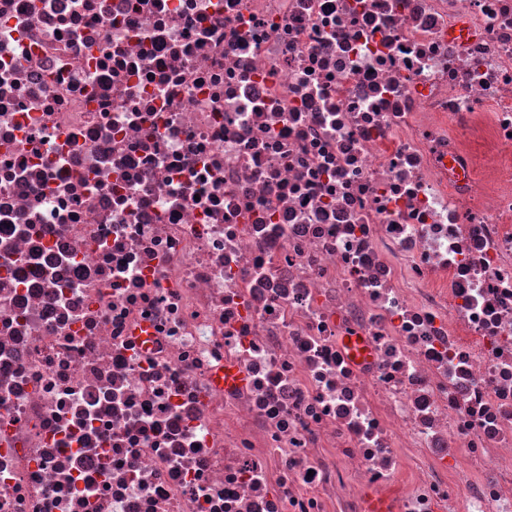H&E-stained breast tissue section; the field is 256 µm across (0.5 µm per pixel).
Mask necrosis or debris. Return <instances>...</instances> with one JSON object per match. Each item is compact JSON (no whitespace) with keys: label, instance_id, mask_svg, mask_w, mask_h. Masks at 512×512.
<instances>
[{"label":"necrosis or debris","instance_id":"obj_1","mask_svg":"<svg viewBox=\"0 0 512 512\" xmlns=\"http://www.w3.org/2000/svg\"><path fill=\"white\" fill-rule=\"evenodd\" d=\"M375 497L512 512V0H0V512Z\"/></svg>","mask_w":512,"mask_h":512}]
</instances>
